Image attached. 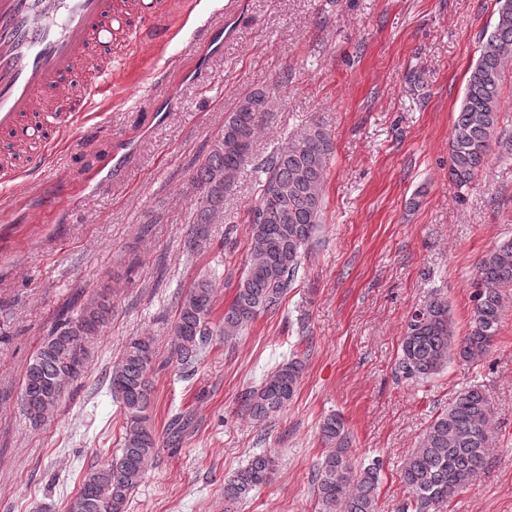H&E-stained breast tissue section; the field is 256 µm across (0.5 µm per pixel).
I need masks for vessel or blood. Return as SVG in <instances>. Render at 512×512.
<instances>
[{"instance_id": "1", "label": "vessel or blood", "mask_w": 512, "mask_h": 512, "mask_svg": "<svg viewBox=\"0 0 512 512\" xmlns=\"http://www.w3.org/2000/svg\"><path fill=\"white\" fill-rule=\"evenodd\" d=\"M169 0H0V184L29 178L110 94L118 34L168 46Z\"/></svg>"}]
</instances>
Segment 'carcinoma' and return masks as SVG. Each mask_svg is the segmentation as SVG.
Returning a JSON list of instances; mask_svg holds the SVG:
<instances>
[{
    "mask_svg": "<svg viewBox=\"0 0 512 512\" xmlns=\"http://www.w3.org/2000/svg\"><path fill=\"white\" fill-rule=\"evenodd\" d=\"M496 4V23L480 46L478 61L466 73L464 97L448 143V176L459 185L477 175L498 139L503 75L512 58V0ZM269 103L270 97L261 91L241 97L224 115L222 132L193 171L195 217L187 231L189 252L212 245L211 226L224 218V195L253 153ZM331 150L329 134L314 123L286 139L261 163L264 178L248 210L249 258L233 300L216 322L215 279L199 276L178 295L170 325V360L182 379L195 375L213 337L229 342L260 315L280 309L321 223ZM471 288V320L461 337L455 334L448 302L437 294L410 312L399 358L406 378L428 380L454 357L469 364L487 358L505 304L512 298V238L479 259ZM111 318L112 302L103 293L89 295L58 314L23 375L20 411L31 426L46 424L68 386L84 377L87 344L105 332ZM156 360L153 339L133 336L109 367L105 384L123 415L119 454L85 473L66 512H127L132 493L156 466L159 449L176 448L194 432L192 415L179 411L171 415L163 435L156 433L150 415ZM303 369V362L292 357L242 394L241 406L255 426L265 428L286 410L297 394ZM490 417V403L477 386L459 391L433 416L402 469L407 494L402 512H438L472 482L483 468L485 449L493 446ZM319 436L329 448L315 469V492L323 512H376L380 462L353 463L351 437L334 414L320 424ZM274 467L275 458L262 451L225 479L224 512H237L252 491L270 482Z\"/></svg>",
    "mask_w": 512,
    "mask_h": 512,
    "instance_id": "cac0c4a2",
    "label": "carcinoma"
}]
</instances>
